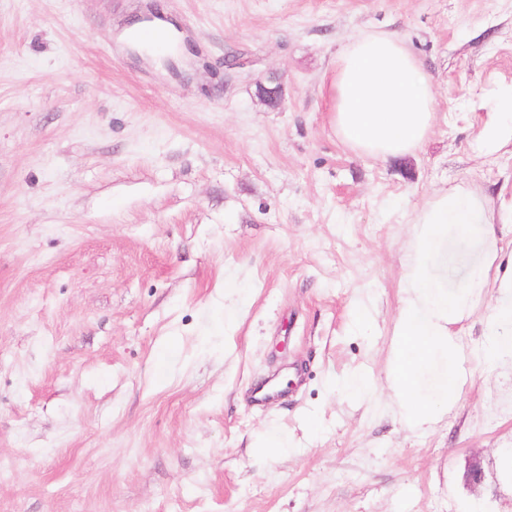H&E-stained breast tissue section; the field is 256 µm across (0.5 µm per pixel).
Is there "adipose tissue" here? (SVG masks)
<instances>
[{
  "mask_svg": "<svg viewBox=\"0 0 512 512\" xmlns=\"http://www.w3.org/2000/svg\"><path fill=\"white\" fill-rule=\"evenodd\" d=\"M333 123L351 149L385 160L416 150L435 118L433 86L420 60L388 33L363 34L336 57ZM499 297L485 324L483 359L497 365L512 356V274L500 279Z\"/></svg>",
  "mask_w": 512,
  "mask_h": 512,
  "instance_id": "obj_1",
  "label": "adipose tissue"
}]
</instances>
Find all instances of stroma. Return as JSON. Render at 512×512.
I'll use <instances>...</instances> for the list:
<instances>
[{"instance_id":"obj_1","label":"stroma","mask_w":512,"mask_h":512,"mask_svg":"<svg viewBox=\"0 0 512 512\" xmlns=\"http://www.w3.org/2000/svg\"><path fill=\"white\" fill-rule=\"evenodd\" d=\"M157 19L173 52L128 42ZM364 33L432 82L411 155L336 134ZM510 85L512 0H0V512H512L497 289L454 326L467 381L436 422L386 383L416 211L457 185L512 208L486 135Z\"/></svg>"}]
</instances>
